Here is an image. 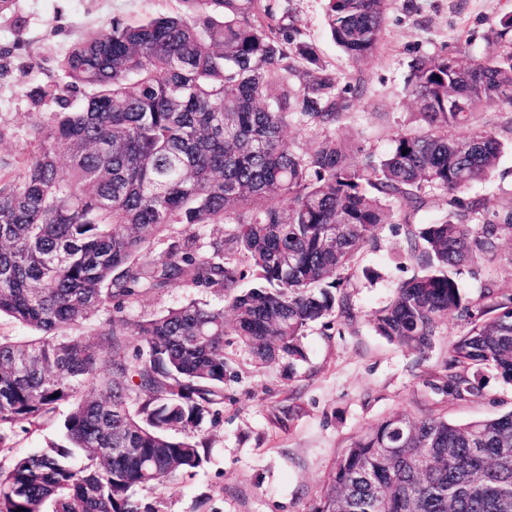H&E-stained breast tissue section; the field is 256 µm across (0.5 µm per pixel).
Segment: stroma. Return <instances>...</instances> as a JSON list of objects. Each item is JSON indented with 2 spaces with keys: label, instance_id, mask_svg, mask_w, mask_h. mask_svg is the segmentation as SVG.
Here are the masks:
<instances>
[{
  "label": "stroma",
  "instance_id": "1",
  "mask_svg": "<svg viewBox=\"0 0 512 512\" xmlns=\"http://www.w3.org/2000/svg\"><path fill=\"white\" fill-rule=\"evenodd\" d=\"M324 63L344 81L359 86L336 134L377 154L387 152L398 131L418 121L403 93L408 66L419 55H479L499 19L512 13V0H394L382 50L357 65L335 45L326 29L325 0H282ZM177 0H17L27 26L16 30L9 14L0 15V160L17 163L35 151V130L46 123L53 103L25 96L28 85L57 76V61L79 40L108 32L113 18L144 20L178 9ZM476 130L495 133L504 143L494 175L458 192L487 202L486 219L500 222L512 211V105L487 101L459 136ZM427 205L412 221L394 207L376 243L365 245L349 273L346 292L352 319L330 318L310 326L303 338L304 359L280 356L258 364L242 343L224 346L228 371L224 406L196 431L209 460L193 479L174 478L164 488L138 496L157 512H309L322 495L328 475L344 448L390 413L416 418L436 415L466 423L512 411V382L484 370L478 395L457 398L445 387L448 350L487 304V285L512 290V243L501 242L497 257L464 269L460 276L465 307L449 313L432 347L418 353L378 335L376 313L391 300L398 284L419 270L408 257L414 226L447 217L448 193L428 189ZM196 301L220 305V288L185 284L154 290L130 304L128 349L142 338L136 322ZM294 407L290 420L283 408ZM60 439L58 421L39 430L17 431L0 466Z\"/></svg>",
  "mask_w": 512,
  "mask_h": 512
}]
</instances>
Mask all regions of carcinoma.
Masks as SVG:
<instances>
[{
  "label": "carcinoma",
  "mask_w": 512,
  "mask_h": 512,
  "mask_svg": "<svg viewBox=\"0 0 512 512\" xmlns=\"http://www.w3.org/2000/svg\"><path fill=\"white\" fill-rule=\"evenodd\" d=\"M178 2L176 16L115 17L109 33L75 42L59 60L65 84L26 91L56 105L37 151L16 169L0 164V316L32 331L0 338V450L15 428L70 406L60 442L0 471V512H152L139 490L208 460L195 431L224 404L225 338L260 364L305 358L311 324L353 318L345 272L391 223L389 203L415 214L428 188L487 180L503 151L489 131L451 129L487 100L512 104L511 14L481 56L413 59L404 92L422 125L377 156L330 135L349 89L277 0ZM392 4L326 0L353 63L379 50ZM290 115L323 138L289 150ZM485 209L474 197L465 214L413 233L422 273L378 312L379 335L432 346L463 304L458 271L512 236ZM223 223L233 232L201 252L193 227ZM172 224L185 226L181 238L139 263ZM177 284L219 285L227 307L191 302L136 323L144 346L130 359L119 313ZM485 293L488 317L449 349L448 393L459 398L477 393L485 369L512 382V292ZM102 307L114 316L90 337L72 334ZM310 512H512V412L462 424L395 412L343 450Z\"/></svg>",
  "instance_id": "cac0c4a2"
}]
</instances>
